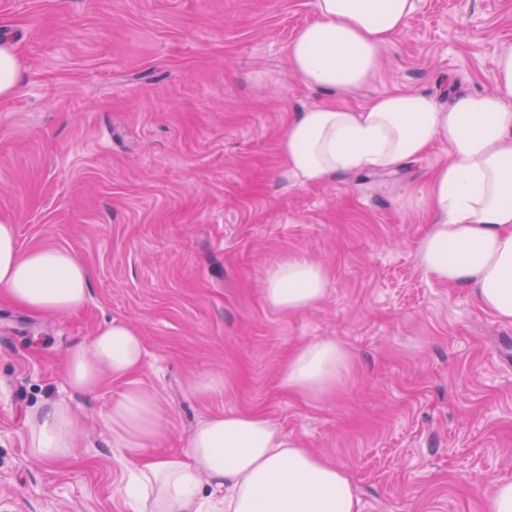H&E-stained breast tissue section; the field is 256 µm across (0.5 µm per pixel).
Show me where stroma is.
<instances>
[{
	"label": "stroma",
	"instance_id": "stroma-1",
	"mask_svg": "<svg viewBox=\"0 0 512 512\" xmlns=\"http://www.w3.org/2000/svg\"><path fill=\"white\" fill-rule=\"evenodd\" d=\"M314 3L0 0L21 69L0 97V222L21 250L65 249L91 271L72 314L0 294V512H131L127 452L100 423L123 385L84 396L66 381L67 348L115 319L142 336L137 379L164 408L155 454L185 452L209 417L260 411L344 468L361 512H483L485 490L512 479V326L414 257L447 144L322 185L283 174L289 120L324 99L287 64ZM510 49L512 0H419L343 102L491 92ZM298 254L326 268L327 295L273 311L263 280ZM327 337L354 353L350 379L321 402L288 396L290 352ZM203 374L223 392L190 395ZM47 402L74 410L75 450L38 465L25 422Z\"/></svg>",
	"mask_w": 512,
	"mask_h": 512
}]
</instances>
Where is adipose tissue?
I'll return each instance as SVG.
<instances>
[{"label": "adipose tissue", "instance_id": "obj_1", "mask_svg": "<svg viewBox=\"0 0 512 512\" xmlns=\"http://www.w3.org/2000/svg\"><path fill=\"white\" fill-rule=\"evenodd\" d=\"M418 0H315V19L287 48L290 69L322 89L328 102L296 113L280 141L285 173L304 185L387 171L425 156L439 141L448 155L432 171L426 204L434 216L414 256L426 276L468 290L477 307L512 324V50L496 61V90L458 92L447 106L391 90L366 106L339 104L375 76L384 49L403 33ZM91 273L71 252L21 251L14 225L0 224V292L37 315L74 312ZM328 292L325 268L292 256L262 286L273 311L298 313ZM144 343L124 320H112L66 352L67 381L81 394L105 380L126 387L101 419L129 452L133 479L121 490L133 512H360L349 473L305 448L260 412H228L192 432L185 452L152 455L163 413L157 395L134 376ZM353 355L333 338L299 346L279 375L287 393L317 402L349 377ZM25 439L34 463L67 458L74 414L59 403L28 416Z\"/></svg>", "mask_w": 512, "mask_h": 512}]
</instances>
